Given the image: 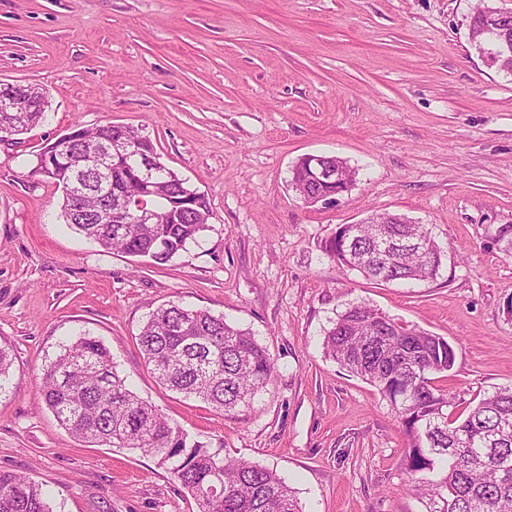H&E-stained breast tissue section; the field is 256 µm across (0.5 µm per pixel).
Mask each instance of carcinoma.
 Instances as JSON below:
<instances>
[{"label": "carcinoma", "instance_id": "obj_1", "mask_svg": "<svg viewBox=\"0 0 512 512\" xmlns=\"http://www.w3.org/2000/svg\"><path fill=\"white\" fill-rule=\"evenodd\" d=\"M493 0H480L468 17L472 47L486 55L497 37L512 39V17L497 31L484 32ZM71 136L45 148L52 164L35 172L62 189L61 217L75 233L101 248L165 264L206 230V202L187 181L160 161L152 139L129 126L70 128ZM119 140L126 150L102 163L93 145ZM155 161L156 188L139 190L140 160ZM322 162L345 173L343 187L309 178L312 163L300 158L290 185L302 199L334 195L349 188L355 171L333 155ZM155 214L151 224L130 217L105 223L104 210L118 201ZM372 224H341L325 241V253L340 265L380 282L425 281L437 276L443 250L422 224L409 219L386 225L389 246L373 240ZM139 345L163 387L228 414L250 405L271 383L275 364L254 335L203 309L171 302L153 311L142 326ZM328 356L352 375L376 387L397 413L406 437L408 490L425 512H512V386L497 387L460 419L436 385L453 368L448 341L407 328L366 305L336 316L325 333ZM40 395L58 422L78 440L94 446L143 450L194 499L198 512H304L297 491L276 470L256 462L228 459L191 443L154 404L129 389L98 339L80 337L63 346L43 367ZM222 473L224 494L210 493ZM0 512H54L32 479L0 472Z\"/></svg>", "mask_w": 512, "mask_h": 512}]
</instances>
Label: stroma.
I'll list each match as a JSON object with an SVG mask.
<instances>
[{"instance_id": "35a3bbf8", "label": "stroma", "mask_w": 512, "mask_h": 512, "mask_svg": "<svg viewBox=\"0 0 512 512\" xmlns=\"http://www.w3.org/2000/svg\"><path fill=\"white\" fill-rule=\"evenodd\" d=\"M476 0H0V82L42 87L47 118L0 138V471L42 485L55 512H196L140 450L88 446L39 396L42 368L81 332L189 441L277 470L305 512H424L406 438L378 390L324 349L337 313L364 303L444 337L456 413L512 384V75L468 39ZM150 135L203 195L209 228L157 265L63 223L37 155L76 124ZM307 155L356 170L330 205L289 171ZM426 224L435 279L380 284L323 245L381 213ZM249 329L273 382L234 414L162 388L138 335L168 302Z\"/></svg>"}]
</instances>
